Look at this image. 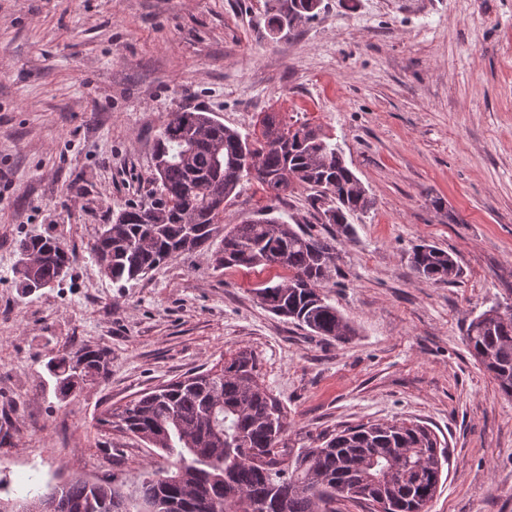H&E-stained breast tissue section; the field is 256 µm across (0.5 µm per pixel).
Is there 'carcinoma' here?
Instances as JSON below:
<instances>
[{
  "label": "carcinoma",
  "mask_w": 512,
  "mask_h": 512,
  "mask_svg": "<svg viewBox=\"0 0 512 512\" xmlns=\"http://www.w3.org/2000/svg\"><path fill=\"white\" fill-rule=\"evenodd\" d=\"M320 0H277L267 18L278 35L316 15ZM154 157L153 199L127 207L103 225L93 245L101 272L114 283L137 280L182 255L205 251L216 239V264L288 271L254 289L269 312L317 336L346 341L354 328L324 292L336 276L332 241L291 224L265 207L239 224L224 226L226 203L257 162L256 180L275 198L292 185L327 201L325 224L350 235L348 218L375 204L348 167L337 144L302 123L266 115L262 137L241 134L208 113L180 108L160 132ZM19 285L27 290L62 282L74 256L59 238L31 236L18 243ZM412 264L423 278L447 283L459 274L451 254L428 243L413 247ZM464 341L498 392L512 398V312L495 304L467 324ZM109 351L84 347L58 352L46 363L55 390L67 397L80 384L107 373ZM241 353L221 368L196 372L109 409L100 423L118 427L155 448L168 461L141 475L134 488L116 479L74 477L63 496L72 512H336L364 504L370 512H426L441 481L445 450L415 423H367L323 433L290 448L284 442L281 402ZM45 495L2 498L0 512H38Z\"/></svg>",
  "instance_id": "carcinoma-1"
}]
</instances>
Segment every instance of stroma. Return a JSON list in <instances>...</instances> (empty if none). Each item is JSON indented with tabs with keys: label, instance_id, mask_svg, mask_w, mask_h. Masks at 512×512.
<instances>
[{
	"label": "stroma",
	"instance_id": "stroma-1",
	"mask_svg": "<svg viewBox=\"0 0 512 512\" xmlns=\"http://www.w3.org/2000/svg\"><path fill=\"white\" fill-rule=\"evenodd\" d=\"M272 0H0V489L75 476L136 483L153 447L100 425L108 408L254 353L287 438L362 423L428 427L448 452L428 512H512V398L469 353L470 320L512 308V0H322L270 36ZM244 134L266 114L334 138L375 200L344 236L295 185L243 179L224 221L274 205L334 241L331 303L351 340L314 335L258 302L277 269H224L213 251L123 285L92 248L151 188L172 111ZM442 208H435L434 200ZM60 235L57 287L15 284L18 240ZM448 251L449 283L414 270ZM110 352L107 374L59 399L51 352ZM412 264L420 276L434 283L451 282L459 274L452 255L428 243L413 247Z\"/></svg>",
	"mask_w": 512,
	"mask_h": 512
}]
</instances>
